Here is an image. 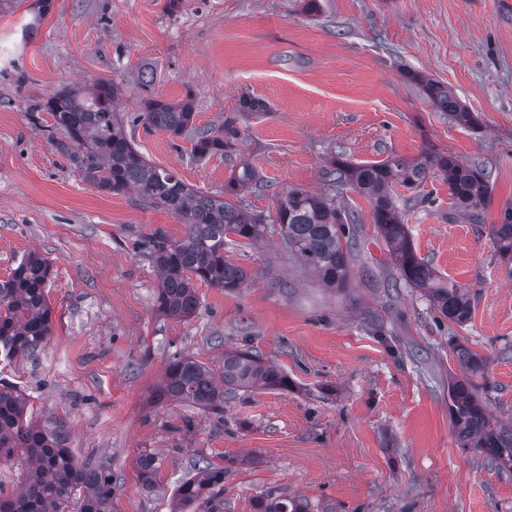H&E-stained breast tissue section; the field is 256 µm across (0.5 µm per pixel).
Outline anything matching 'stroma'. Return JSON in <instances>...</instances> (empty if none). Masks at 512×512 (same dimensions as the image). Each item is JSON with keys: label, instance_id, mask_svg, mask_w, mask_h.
I'll use <instances>...</instances> for the list:
<instances>
[{"label": "stroma", "instance_id": "1", "mask_svg": "<svg viewBox=\"0 0 512 512\" xmlns=\"http://www.w3.org/2000/svg\"><path fill=\"white\" fill-rule=\"evenodd\" d=\"M31 18L30 0L0 12V280L29 252L48 258L52 333L36 358L1 362L0 380L35 420L64 427L76 462L111 464L118 512H170L176 486L207 462L227 467L224 492L188 512H255L270 493L308 512H512V474L461 447L448 417L460 343L487 362L491 412L512 419V263L490 234L512 211V0H318L312 12L302 0H51L26 39ZM413 73L448 85L477 126L437 111ZM102 78L120 87L139 152L195 191L223 195L247 163L257 180L238 198L252 212L293 190L352 211L347 286L316 282L266 224L255 245L229 248L250 275L242 288L197 283L192 317L159 316L139 242L158 228L181 237L183 224L85 182L40 108ZM148 93L192 98L196 128L233 122V148L194 158L191 134L139 120ZM425 153L489 177L475 222L440 174L393 188L419 257L473 298L460 327L398 279L369 198L326 178L339 162ZM240 348L293 389L236 391L220 415L154 403L173 356L216 369ZM145 450L159 463L149 488L135 465Z\"/></svg>", "mask_w": 512, "mask_h": 512}]
</instances>
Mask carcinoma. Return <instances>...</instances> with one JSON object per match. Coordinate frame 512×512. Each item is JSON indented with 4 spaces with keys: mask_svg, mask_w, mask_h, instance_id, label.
<instances>
[{
    "mask_svg": "<svg viewBox=\"0 0 512 512\" xmlns=\"http://www.w3.org/2000/svg\"><path fill=\"white\" fill-rule=\"evenodd\" d=\"M414 79L435 109L464 125L473 123L471 113L448 86L417 75ZM117 98V86L102 80L84 92L59 90L43 101L42 110L52 113L55 125L68 138L62 147L86 182L109 193L133 190L185 224L180 239H172L158 228L139 242L160 276L159 315L181 321L195 314L199 306L197 280L227 290L243 287L249 279L247 271L224 256L231 242L228 235L252 244L266 222L279 226L288 254L319 283L327 288L347 285L353 256L350 225L356 222L352 212L324 195L294 190L277 202L274 215L266 220L235 200L238 192L256 179L248 164L234 171L224 196L201 194L138 152L125 131ZM194 115L189 99L177 105L148 99L138 118L181 136L193 129ZM237 138L238 130L230 124L197 129L192 152L199 157L222 154ZM435 169L448 180L456 208L477 218L489 195L488 179L483 169L464 165L452 156L425 154L415 162L393 158L359 165L343 163L327 177L332 184L349 185L370 198L373 224L393 256L399 279L421 289L444 319L461 326L472 313L469 293L418 257L392 194L394 184L412 189ZM491 231L496 251L512 261V212L504 215L503 223L492 225ZM49 273L48 261L31 252L0 282V347L11 359L35 357L51 336L46 292ZM453 353L462 368V377L448 381V417L457 439L462 447L480 452L490 464L510 473L512 422L503 423L488 410L477 383L485 375L486 361L460 343L453 346ZM256 388L288 391L292 381L277 365L236 349L224 353V365L217 373L188 356L173 357L154 399L157 404L176 401L220 414L224 412V394ZM26 405V398L14 388L0 387V462L9 464L20 457L33 470L12 492L0 491V512H70L72 506L75 512H114L111 466L91 460L77 464L64 433L29 418ZM136 465L143 481L152 484L155 456L142 452ZM226 473L223 466L199 468L174 490L176 508L185 509L224 492ZM254 508L255 512H306L300 500L281 496L261 498Z\"/></svg>",
    "mask_w": 512,
    "mask_h": 512,
    "instance_id": "obj_1",
    "label": "carcinoma"
}]
</instances>
